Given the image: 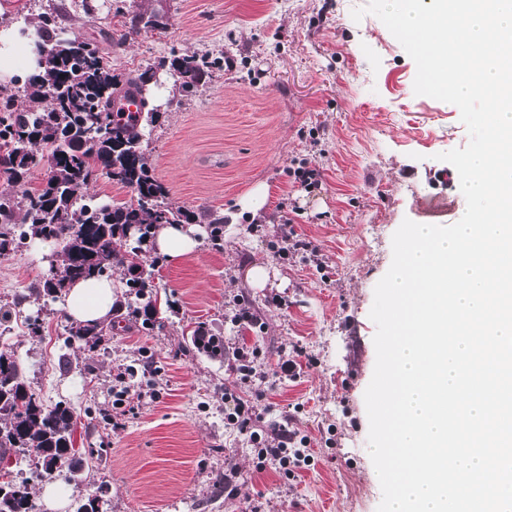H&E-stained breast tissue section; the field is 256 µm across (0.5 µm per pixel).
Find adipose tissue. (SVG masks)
<instances>
[{
  "mask_svg": "<svg viewBox=\"0 0 512 512\" xmlns=\"http://www.w3.org/2000/svg\"><path fill=\"white\" fill-rule=\"evenodd\" d=\"M117 298L112 279L95 277L70 286L64 295L62 308L76 323H103L110 321Z\"/></svg>",
  "mask_w": 512,
  "mask_h": 512,
  "instance_id": "ef3b65f1",
  "label": "adipose tissue"
}]
</instances>
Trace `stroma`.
Masks as SVG:
<instances>
[{
  "label": "stroma",
  "mask_w": 512,
  "mask_h": 512,
  "mask_svg": "<svg viewBox=\"0 0 512 512\" xmlns=\"http://www.w3.org/2000/svg\"><path fill=\"white\" fill-rule=\"evenodd\" d=\"M368 0H17L0 6V30L36 25L53 13L65 33L97 43L139 14L155 27L112 48L114 73L157 71L149 103L158 121L144 145L175 208L194 212L195 249L177 258L142 255L160 293L173 300L151 333L113 322L97 345L68 344L59 302L46 305L48 335H30L25 305L0 324V351L13 352L46 403L70 402L84 416L75 431L81 466L59 483L65 506L100 493L102 512H377L382 499L368 449L364 393L376 361L374 288L392 262L403 220L451 225L466 201L440 153L465 147L460 111L415 95L416 65L374 15L354 21ZM227 56L232 66L184 96L168 65L176 56ZM300 167L320 182L295 180ZM258 213L241 203L257 188ZM226 220L221 248L209 223ZM291 220L315 253L289 252L280 224ZM377 225V238L367 228ZM49 268L33 250L0 258V308ZM264 279L253 276L254 269ZM256 319L235 326L229 302ZM263 358L296 356L298 376L258 404L264 425L283 424L306 441L309 466L283 474L224 420L225 366L191 343L199 326ZM152 362L138 377L159 390L112 428L118 367ZM230 477L235 494L217 489Z\"/></svg>",
  "instance_id": "stroma-1"
}]
</instances>
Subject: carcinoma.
I'll list each match as a JSON object with an SVG mask.
<instances>
[{
    "instance_id": "1",
    "label": "carcinoma",
    "mask_w": 512,
    "mask_h": 512,
    "mask_svg": "<svg viewBox=\"0 0 512 512\" xmlns=\"http://www.w3.org/2000/svg\"><path fill=\"white\" fill-rule=\"evenodd\" d=\"M38 39L52 48L45 64L0 89V171L21 193L0 194V257L15 252V228L24 240L55 243L48 273L17 304L54 302L73 283L122 271L126 291L115 305L116 317L135 322L142 332L158 325V288L142 259V244L162 224H191L194 216L166 202L167 190L152 174L142 147L144 124L157 112L143 95L153 69L120 78L112 73L100 47L83 56L73 53L74 38L58 32L55 17L39 16ZM217 60L176 56L170 69L181 90L192 91ZM140 95V111H114L131 92ZM31 105L21 108L20 98ZM73 131L65 139L63 132ZM46 176L33 190L30 173ZM132 192L128 201L102 202L88 193L99 175ZM106 335L101 324L68 329V343H95ZM78 417L65 402L48 405L26 381L19 360L0 352V458L28 453L50 475L61 462L72 467L73 427ZM0 481V512H38L34 496L11 472Z\"/></svg>"
}]
</instances>
